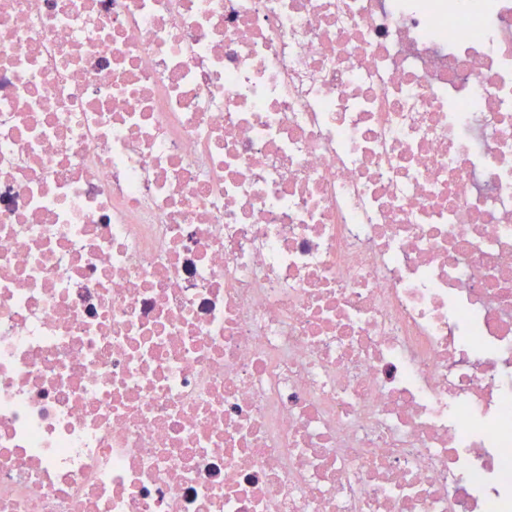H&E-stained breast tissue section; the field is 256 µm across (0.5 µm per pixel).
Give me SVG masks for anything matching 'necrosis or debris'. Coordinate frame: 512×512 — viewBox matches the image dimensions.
<instances>
[{"label": "necrosis or debris", "instance_id": "4bbe7bcc", "mask_svg": "<svg viewBox=\"0 0 512 512\" xmlns=\"http://www.w3.org/2000/svg\"><path fill=\"white\" fill-rule=\"evenodd\" d=\"M0 512H512V0H0Z\"/></svg>", "mask_w": 512, "mask_h": 512}]
</instances>
